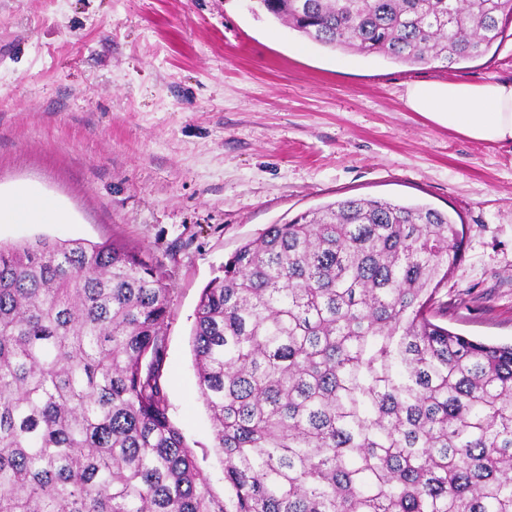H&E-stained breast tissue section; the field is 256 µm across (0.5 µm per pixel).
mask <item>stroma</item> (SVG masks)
<instances>
[{"label":"stroma","instance_id":"stroma-1","mask_svg":"<svg viewBox=\"0 0 512 512\" xmlns=\"http://www.w3.org/2000/svg\"><path fill=\"white\" fill-rule=\"evenodd\" d=\"M420 80L511 81L512 35L474 61L405 65L243 0H0V193L29 186L69 216L0 223V242L109 240L164 272L169 415L225 502L191 333L203 288L269 225L352 197L448 213L464 239L443 322L512 343V144L407 111Z\"/></svg>","mask_w":512,"mask_h":512}]
</instances>
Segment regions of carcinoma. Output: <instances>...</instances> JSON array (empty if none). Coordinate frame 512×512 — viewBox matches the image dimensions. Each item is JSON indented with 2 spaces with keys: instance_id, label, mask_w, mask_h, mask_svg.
I'll return each instance as SVG.
<instances>
[{
  "instance_id": "cac0c4a2",
  "label": "carcinoma",
  "mask_w": 512,
  "mask_h": 512,
  "mask_svg": "<svg viewBox=\"0 0 512 512\" xmlns=\"http://www.w3.org/2000/svg\"><path fill=\"white\" fill-rule=\"evenodd\" d=\"M316 44L484 56L512 0H250ZM463 231L347 198L203 289L193 352L234 512H512V345L437 322ZM169 288L115 243L0 244V512H228L169 416Z\"/></svg>"
}]
</instances>
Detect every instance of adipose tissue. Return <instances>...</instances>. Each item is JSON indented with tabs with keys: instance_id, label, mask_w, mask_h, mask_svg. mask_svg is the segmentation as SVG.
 <instances>
[{
	"instance_id": "adipose-tissue-1",
	"label": "adipose tissue",
	"mask_w": 512,
	"mask_h": 512,
	"mask_svg": "<svg viewBox=\"0 0 512 512\" xmlns=\"http://www.w3.org/2000/svg\"><path fill=\"white\" fill-rule=\"evenodd\" d=\"M401 100L408 111L436 126L484 143H512V81H415ZM32 220L67 223V215L33 190L0 196V223Z\"/></svg>"
}]
</instances>
